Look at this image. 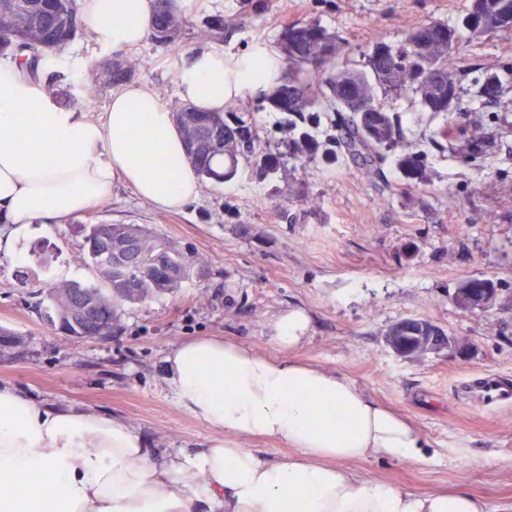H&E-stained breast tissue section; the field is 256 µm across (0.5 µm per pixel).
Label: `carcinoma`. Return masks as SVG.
Listing matches in <instances>:
<instances>
[{
  "instance_id": "1",
  "label": "carcinoma",
  "mask_w": 512,
  "mask_h": 512,
  "mask_svg": "<svg viewBox=\"0 0 512 512\" xmlns=\"http://www.w3.org/2000/svg\"><path fill=\"white\" fill-rule=\"evenodd\" d=\"M155 3L151 38L177 56L191 34L189 21L179 0ZM239 22L237 16L217 18L199 36L220 42L224 30ZM460 27L475 37L512 32V0H471L459 27L429 21L407 30L396 42L378 41L366 54L364 70L350 62L347 44L322 26L289 25L282 33L281 78L255 110L268 106L285 115L288 129L295 133L292 150L298 154L312 158L318 153L320 143L310 128L324 117L340 130L333 140L336 151L357 161L364 177L389 160L404 178L417 179L425 173L427 154L416 147L395 152L404 142V131L378 90L405 100L412 110L428 113L431 121L446 123L464 109L469 112L468 122L457 129L468 146L462 159L479 166L485 160L486 107L512 84V64H492L477 80L478 89L468 91L455 67ZM82 32L76 0H0V55H12L31 71L59 55ZM135 71L132 60L110 56L100 64L99 80L117 87L130 81ZM173 115L188 157L202 178L226 181L240 163H249L260 153V139L252 125L235 112H202L186 102L176 106ZM133 240L140 268L127 271L111 263V251H123ZM84 257L99 271L105 287L66 283L48 286L47 293L57 321L75 338L97 330L111 335L121 304L172 293L199 274L201 267L198 259L170 248L138 224L91 227ZM74 290L80 291L92 315V326L83 331L69 320Z\"/></svg>"
}]
</instances>
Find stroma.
Instances as JSON below:
<instances>
[{
    "label": "stroma",
    "mask_w": 512,
    "mask_h": 512,
    "mask_svg": "<svg viewBox=\"0 0 512 512\" xmlns=\"http://www.w3.org/2000/svg\"><path fill=\"white\" fill-rule=\"evenodd\" d=\"M196 28L217 16L240 14V28L220 43L243 58L266 48L282 54L281 32L293 22H315L351 48L355 62L375 42L399 40L423 21L457 22L470 0H181ZM204 42L189 41L179 56L152 40L132 50L136 82L162 103L180 101L177 76ZM112 49L78 36L55 71L72 86L80 108L104 112L111 88L84 99L99 61ZM492 62H512V33L463 34L459 66L470 75ZM487 108L486 148L494 164L469 165L433 143L438 122L391 100L406 138L428 151L423 180L405 179L391 163L362 177L344 155L315 158L288 153L279 112L255 111L244 95L232 109L255 127L279 169L259 177L240 164L234 178L201 180L198 198L177 210L142 200L115 183L110 199L66 224H34L18 243L22 265L0 251V328L13 343L0 349V382L58 406H85L127 423L154 448L206 447L209 430L178 406L163 359L173 344L220 336L273 355L281 348L272 322L306 310V339L290 355L336 372L420 430L417 461L384 456L355 462L354 470L415 492L457 487L486 499L491 512L512 506V406L483 409L465 398L471 376L512 379V87ZM140 224L170 247L202 261L200 274L176 292L120 307L105 339H74L56 330L37 290L46 281L99 283L83 258L90 225ZM48 248L41 269L31 252ZM498 285L485 312L458 310L451 297L468 278ZM404 318L425 319L468 341L461 359L441 351L413 359L396 356L385 335Z\"/></svg>",
    "instance_id": "35a3bbf8"
}]
</instances>
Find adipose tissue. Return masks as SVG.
<instances>
[{
  "mask_svg": "<svg viewBox=\"0 0 512 512\" xmlns=\"http://www.w3.org/2000/svg\"><path fill=\"white\" fill-rule=\"evenodd\" d=\"M93 39L125 53L150 32L153 0H78ZM281 61L215 52L192 57L178 93L220 112L244 92L275 84ZM38 104L42 123L26 110ZM176 209L200 186L171 111L133 84L113 92L100 117L58 104L43 73L0 67V247L43 219L64 224L108 197L115 182ZM309 327L294 309L274 324L271 356L218 337L185 340L165 357L180 407L213 434L195 453L149 447L116 418L59 409L0 384V512H490L462 488L418 494L350 470L386 456L417 460L419 430L345 377L286 357ZM266 437L295 453L270 461L226 438ZM37 473L51 485L22 487Z\"/></svg>",
  "mask_w": 512,
  "mask_h": 512,
  "instance_id": "obj_1",
  "label": "adipose tissue"
}]
</instances>
